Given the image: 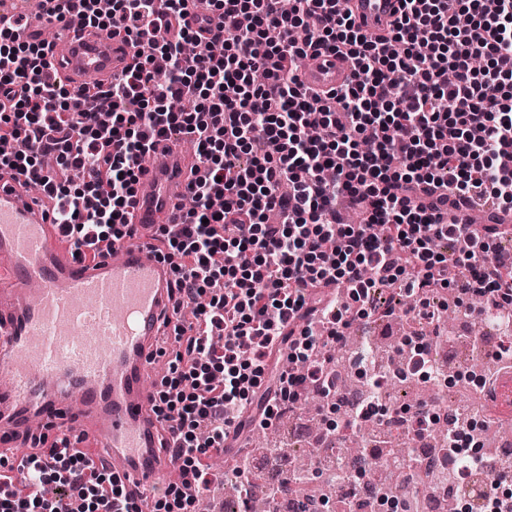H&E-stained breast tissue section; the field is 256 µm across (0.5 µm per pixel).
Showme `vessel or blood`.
<instances>
[{
    "mask_svg": "<svg viewBox=\"0 0 512 512\" xmlns=\"http://www.w3.org/2000/svg\"><path fill=\"white\" fill-rule=\"evenodd\" d=\"M353 17L368 37L387 33L400 0H352ZM50 82L76 88L86 78L104 84L129 57L119 38L102 39L67 19L55 25ZM353 69L331 52L309 59L305 86L332 91ZM129 209L141 238L104 247L93 262L74 256L52 221L54 203L0 170V433L11 457H22L34 422L54 431L77 424L88 442L108 449L112 469L146 497L174 474L159 448L165 437L153 411L148 377L155 345L176 293L170 267L151 244L157 225L181 223L195 164L179 142H156Z\"/></svg>",
    "mask_w": 512,
    "mask_h": 512,
    "instance_id": "vessel-or-blood-1",
    "label": "vessel or blood"
}]
</instances>
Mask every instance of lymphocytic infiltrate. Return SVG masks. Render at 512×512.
I'll list each match as a JSON object with an SVG mask.
<instances>
[{
	"instance_id": "1",
	"label": "lymphocytic infiltrate",
	"mask_w": 512,
	"mask_h": 512,
	"mask_svg": "<svg viewBox=\"0 0 512 512\" xmlns=\"http://www.w3.org/2000/svg\"><path fill=\"white\" fill-rule=\"evenodd\" d=\"M219 23L196 30L195 0H51L56 19L123 36L133 54L120 79L71 90L48 82L49 40L30 41L26 14H0V168L56 203L76 256L131 239L127 215L154 140L180 137L206 175L177 233L159 226L158 256L175 276V348L153 409L165 422L175 479L152 512H196L210 462L228 430L268 425L305 385L329 397L315 349L343 348L372 317L374 288L397 285L405 316L492 294L512 307V257L497 253L512 225V0H402L388 36L360 33L339 0H205ZM175 24L154 38L159 19ZM322 51L346 58L352 83L321 97L297 60ZM486 58L475 70L474 57ZM266 80L254 84L255 71ZM401 76L390 90L383 76ZM175 98L194 102L170 111ZM472 200L495 221L473 230L448 219L451 199ZM359 212L344 222L339 202ZM223 282L222 294L210 286ZM287 359L274 389L271 358ZM63 430L30 435L20 464L0 455V512H140L124 478L97 467Z\"/></svg>"
}]
</instances>
